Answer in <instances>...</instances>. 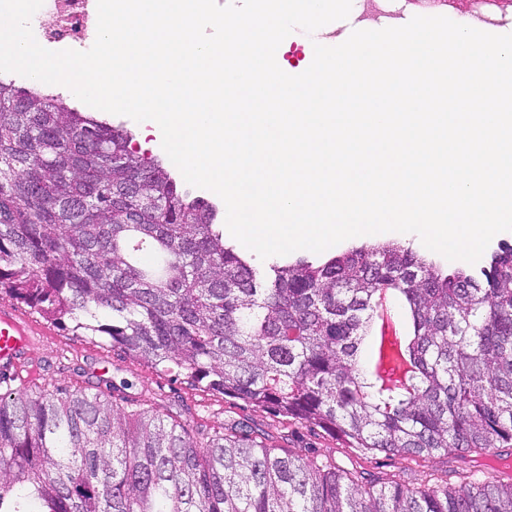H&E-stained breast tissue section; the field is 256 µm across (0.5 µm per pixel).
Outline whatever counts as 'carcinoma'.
<instances>
[{
	"label": "carcinoma",
	"mask_w": 512,
	"mask_h": 512,
	"mask_svg": "<svg viewBox=\"0 0 512 512\" xmlns=\"http://www.w3.org/2000/svg\"><path fill=\"white\" fill-rule=\"evenodd\" d=\"M130 132L0 81V294L368 459L512 448V245L477 273L388 242L265 269ZM150 254L145 263L141 255ZM383 293L405 353L362 357ZM195 433L120 393L0 391V512H512L485 466L403 483Z\"/></svg>",
	"instance_id": "1"
}]
</instances>
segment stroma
Returning a JSON list of instances; mask_svg holds the SVG:
<instances>
[{"label": "stroma", "instance_id": "obj_1", "mask_svg": "<svg viewBox=\"0 0 512 512\" xmlns=\"http://www.w3.org/2000/svg\"><path fill=\"white\" fill-rule=\"evenodd\" d=\"M483 8L469 4L449 6L440 0H352L350 17L367 30L378 25L398 27L416 15H443L460 24L480 19ZM13 309L30 336L27 366L10 374L13 388L83 390L89 393L129 385L131 396L157 410H169L191 426L217 429L233 420L254 422L275 437L280 455L317 456L347 467L355 457L344 442L321 429L289 421L273 413L236 402L192 385L176 371L158 372L110 342L80 336L26 304Z\"/></svg>", "mask_w": 512, "mask_h": 512}]
</instances>
